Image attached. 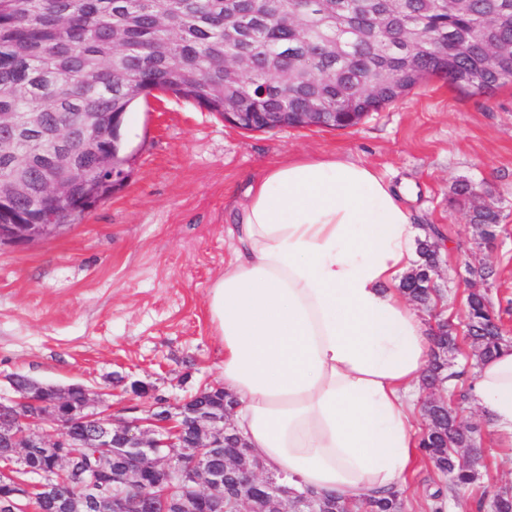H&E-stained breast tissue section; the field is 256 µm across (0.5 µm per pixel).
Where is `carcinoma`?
Instances as JSON below:
<instances>
[{"mask_svg": "<svg viewBox=\"0 0 512 512\" xmlns=\"http://www.w3.org/2000/svg\"><path fill=\"white\" fill-rule=\"evenodd\" d=\"M336 11V0H265L255 10L257 0H238L234 9L247 18L242 38L224 45V0H178L173 11H162L155 3L141 5L137 0H0V112H43L47 132L68 125L76 112L99 113L104 137L98 152L79 154L77 168L92 170L101 152L125 162V149L119 126L112 117L127 113L140 91L152 87L192 99L218 115L224 112V62L232 55L249 59L252 73L249 87L236 85L229 93L237 99L242 121L257 129L263 114L288 109L306 111L312 97L330 106L331 122L338 128L359 123L362 116L375 112L413 89L422 74L440 76L448 83L476 94L506 84L512 75V57L492 69L486 63V51L480 20L493 0H467L466 7L453 14L434 12L429 0H396L390 4L394 20L408 26L418 21L448 44L460 48L458 55H431L411 52L407 46L387 50L371 36L375 17L363 6ZM340 24L347 25L353 40L347 58L318 52L325 37ZM123 31L124 39L112 46V32ZM381 67L403 72L396 90L382 89L371 100L360 93L361 83ZM88 69L98 80L84 84L78 78ZM288 75L289 87L281 84ZM62 223L65 210L43 195L38 171L31 173V193L20 201L9 198L0 204V220L38 224L48 217ZM470 223L478 235L499 223V213L490 205L475 206ZM438 232L419 242L420 260L402 282V291L411 301L429 307L436 296L428 280L438 265ZM467 319L477 332L471 338L472 359L476 362L492 356L512 341L498 331L489 316L490 303L483 291L470 292L466 298ZM452 326L442 327L434 336V346L422 386L429 389L443 379L453 380L458 372H448V352L455 349ZM15 391L26 401L13 412L15 430H30V425L45 413L56 415L66 424L75 445L73 467L56 464L44 455L38 438L27 436L29 451L14 477L19 480L53 482L69 490L77 472L86 473L96 463L98 449L88 444L87 427L78 421L84 403L85 388L68 386V401L51 405L53 390L22 375L14 376ZM234 400L224 391L212 390L201 398L189 399L190 412L177 418L179 438L185 444L199 434L197 420L231 411ZM428 427L420 440V450L433 468L450 477L455 488H466L480 476L481 449L475 447L480 429L463 427L451 405L439 401L424 407ZM470 448L473 454L464 463L458 449ZM210 466L224 472V494H238L237 477L224 469V460H253L246 444L230 435L224 447L210 450ZM32 504L37 512H82L66 499L37 495ZM512 512V491L497 493L490 504L477 502V512ZM357 509L360 512H402L401 495L369 496Z\"/></svg>", "mask_w": 512, "mask_h": 512, "instance_id": "carcinoma-1", "label": "carcinoma"}]
</instances>
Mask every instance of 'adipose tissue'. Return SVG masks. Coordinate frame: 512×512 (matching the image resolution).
<instances>
[{
	"label": "adipose tissue",
	"instance_id": "obj_1",
	"mask_svg": "<svg viewBox=\"0 0 512 512\" xmlns=\"http://www.w3.org/2000/svg\"><path fill=\"white\" fill-rule=\"evenodd\" d=\"M231 233L208 312L237 433L298 489L351 503L401 490L431 347L400 289L419 237L403 191L362 163L292 157L248 188ZM468 393L512 439V345Z\"/></svg>",
	"mask_w": 512,
	"mask_h": 512
}]
</instances>
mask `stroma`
Segmentation results:
<instances>
[{
  "mask_svg": "<svg viewBox=\"0 0 512 512\" xmlns=\"http://www.w3.org/2000/svg\"><path fill=\"white\" fill-rule=\"evenodd\" d=\"M122 137L132 157L122 188L54 238L0 244V395H11L15 374L81 384L102 393V409L131 421L145 417L131 381L152 384L174 405L217 384L224 351L206 298L231 255L224 226L249 180L298 155L348 158L395 187H414L415 224L443 236L440 308L421 316L462 325L477 287L512 338V83L472 96L433 76L357 126L266 132L231 127L194 101L160 93L137 100ZM463 181L500 213L492 244L474 241L469 205L455 194ZM481 269L489 278H478ZM458 419L481 430L479 481L449 489L415 455L402 512H433L440 486L443 512H467L468 502L512 489V446L472 403Z\"/></svg>",
  "mask_w": 512,
  "mask_h": 512,
  "instance_id": "stroma-1",
  "label": "stroma"
}]
</instances>
